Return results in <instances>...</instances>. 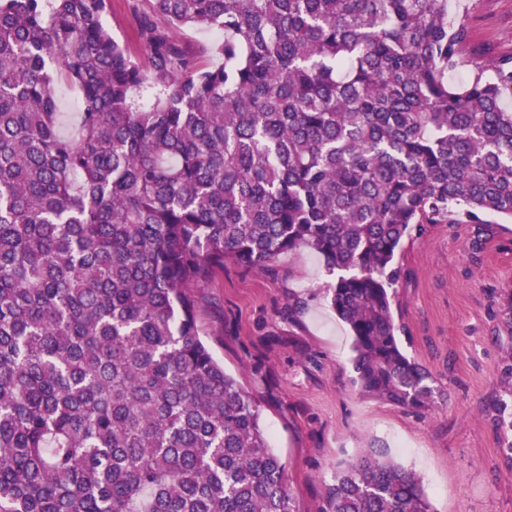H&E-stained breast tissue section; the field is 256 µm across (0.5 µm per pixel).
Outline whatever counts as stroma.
Masks as SVG:
<instances>
[{"label": "stroma", "instance_id": "1", "mask_svg": "<svg viewBox=\"0 0 512 512\" xmlns=\"http://www.w3.org/2000/svg\"><path fill=\"white\" fill-rule=\"evenodd\" d=\"M147 0H110L102 22L132 60ZM466 17L465 80L474 65L512 56V0H448ZM393 313L404 353L432 377L434 403L410 411L359 395L347 327L328 304L335 279L303 250L267 270L225 262L195 289L202 339L260 404L288 467L298 512H316L336 464L382 448L416 472L437 512H512L501 424L512 384V222L431 224L405 241Z\"/></svg>", "mask_w": 512, "mask_h": 512}]
</instances>
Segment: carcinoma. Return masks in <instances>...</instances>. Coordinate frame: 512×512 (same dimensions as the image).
Listing matches in <instances>:
<instances>
[{
    "label": "carcinoma",
    "instance_id": "obj_1",
    "mask_svg": "<svg viewBox=\"0 0 512 512\" xmlns=\"http://www.w3.org/2000/svg\"><path fill=\"white\" fill-rule=\"evenodd\" d=\"M149 2L224 41L145 16V69L109 0H0V512H298L191 289L316 252L354 384L419 410L396 254L459 213L512 220V57L451 81L468 25L448 0ZM59 84L81 92L68 134ZM317 512L436 510L370 451ZM173 36L181 44L191 47H198L200 45L213 47L222 40L220 36L215 34V31L206 28H182L175 31Z\"/></svg>",
    "mask_w": 512,
    "mask_h": 512
}]
</instances>
